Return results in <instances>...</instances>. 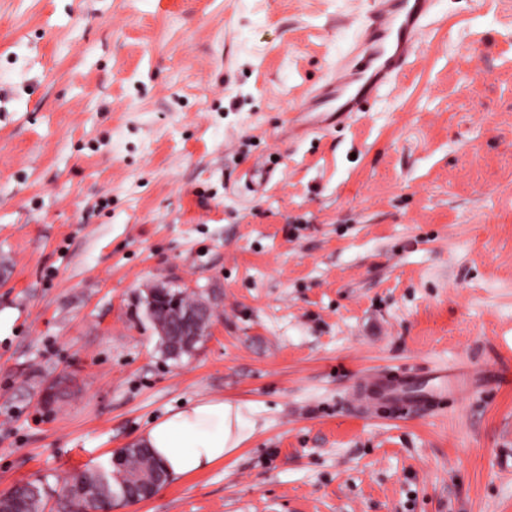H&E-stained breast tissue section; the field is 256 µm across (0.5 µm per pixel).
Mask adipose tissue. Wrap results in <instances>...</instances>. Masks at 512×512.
Instances as JSON below:
<instances>
[{"instance_id": "1", "label": "adipose tissue", "mask_w": 512, "mask_h": 512, "mask_svg": "<svg viewBox=\"0 0 512 512\" xmlns=\"http://www.w3.org/2000/svg\"><path fill=\"white\" fill-rule=\"evenodd\" d=\"M241 406L221 399L195 402L154 421L142 443L174 477L195 475L223 462L251 435Z\"/></svg>"}]
</instances>
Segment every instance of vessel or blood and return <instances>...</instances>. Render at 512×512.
Instances as JSON below:
<instances>
[{"label": "vessel or blood", "mask_w": 512, "mask_h": 512, "mask_svg": "<svg viewBox=\"0 0 512 512\" xmlns=\"http://www.w3.org/2000/svg\"><path fill=\"white\" fill-rule=\"evenodd\" d=\"M439 0H367L359 16L361 33L326 75L292 125L310 133L367 111L381 92L409 71L428 25L437 17ZM512 381V371H487L469 363L419 374L411 369L372 372L354 384L350 400L361 412L384 408L391 415H430L451 398L482 392L494 383Z\"/></svg>", "instance_id": "vessel-or-blood-1"}]
</instances>
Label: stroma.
<instances>
[{"label": "stroma", "instance_id": "stroma-1", "mask_svg": "<svg viewBox=\"0 0 512 512\" xmlns=\"http://www.w3.org/2000/svg\"><path fill=\"white\" fill-rule=\"evenodd\" d=\"M362 7L0 0V495L221 398L240 449L114 512H512V383L402 418L348 396L512 366V0H442L394 88L291 138ZM154 283L212 298L192 355Z\"/></svg>", "mask_w": 512, "mask_h": 512}]
</instances>
